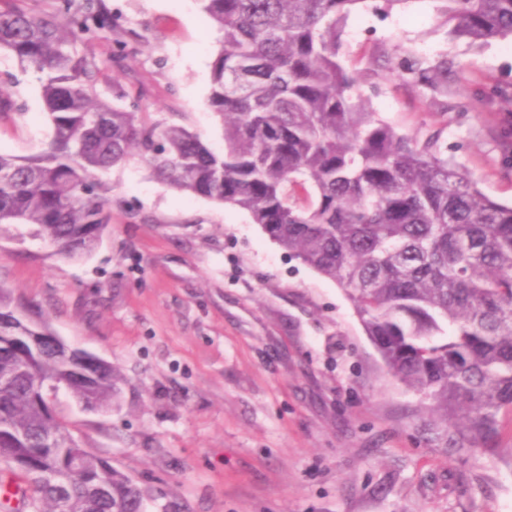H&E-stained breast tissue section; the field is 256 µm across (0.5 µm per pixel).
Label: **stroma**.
I'll return each mask as SVG.
<instances>
[{
	"label": "stroma",
	"instance_id": "1",
	"mask_svg": "<svg viewBox=\"0 0 512 512\" xmlns=\"http://www.w3.org/2000/svg\"><path fill=\"white\" fill-rule=\"evenodd\" d=\"M97 90L139 99L150 122L181 124L215 150L224 126L207 100L220 32L200 0H104ZM364 0L342 58L375 68L377 44L444 53L448 109L398 73L366 93L400 133L440 131L446 156L489 197L512 202V161L495 136L512 122V40L449 35L437 0L378 13ZM0 85L23 117L0 121V152H40L49 127L36 73L0 55ZM112 220L95 251L66 260L27 224L0 227V285L68 345L111 363L108 411L66 391L71 435L133 479L141 512H512V463L458 446L427 400L387 371L346 294L272 241L248 212L178 192L138 157L98 175Z\"/></svg>",
	"mask_w": 512,
	"mask_h": 512
}]
</instances>
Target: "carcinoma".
Here are the masks:
<instances>
[{
	"instance_id": "1",
	"label": "carcinoma",
	"mask_w": 512,
	"mask_h": 512,
	"mask_svg": "<svg viewBox=\"0 0 512 512\" xmlns=\"http://www.w3.org/2000/svg\"><path fill=\"white\" fill-rule=\"evenodd\" d=\"M54 13L0 10V51L40 74L51 139L36 156L0 152V226L30 224L65 259L90 255L112 200L94 173L138 155L169 186L247 211L281 248L335 281L388 371L431 402L461 443L501 453L512 415V205L486 196L433 134L419 143L371 110L341 60L365 0H201L222 32L208 103L224 122L216 152L178 124L160 126L99 97L86 42L112 28L99 0H54ZM442 23L473 43L512 38V0H438ZM84 49H78V46ZM386 69L447 111L448 56L377 46ZM46 320L31 325L0 285V452L37 512L54 492L32 482L58 465L67 424L50 402L65 388L110 403L111 365L85 367ZM112 498L74 479L72 512H139V491L108 475Z\"/></svg>"
}]
</instances>
